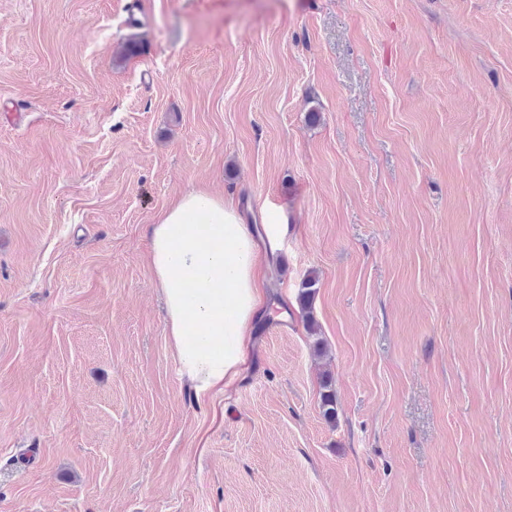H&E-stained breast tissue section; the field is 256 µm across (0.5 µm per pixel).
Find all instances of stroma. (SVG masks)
<instances>
[{
    "label": "stroma",
    "mask_w": 512,
    "mask_h": 512,
    "mask_svg": "<svg viewBox=\"0 0 512 512\" xmlns=\"http://www.w3.org/2000/svg\"><path fill=\"white\" fill-rule=\"evenodd\" d=\"M193 188L288 227L201 398ZM0 512H512V0H0ZM317 276L311 272L310 275L302 282L301 292L299 294V303L307 328L311 334L317 331V324L313 316L311 301L316 293Z\"/></svg>",
    "instance_id": "1"
}]
</instances>
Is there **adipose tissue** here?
Returning <instances> with one entry per match:
<instances>
[{"mask_svg": "<svg viewBox=\"0 0 512 512\" xmlns=\"http://www.w3.org/2000/svg\"><path fill=\"white\" fill-rule=\"evenodd\" d=\"M259 243L232 201L192 189L152 228L149 262L177 371L196 396L231 385L259 317Z\"/></svg>", "mask_w": 512, "mask_h": 512, "instance_id": "1", "label": "adipose tissue"}]
</instances>
